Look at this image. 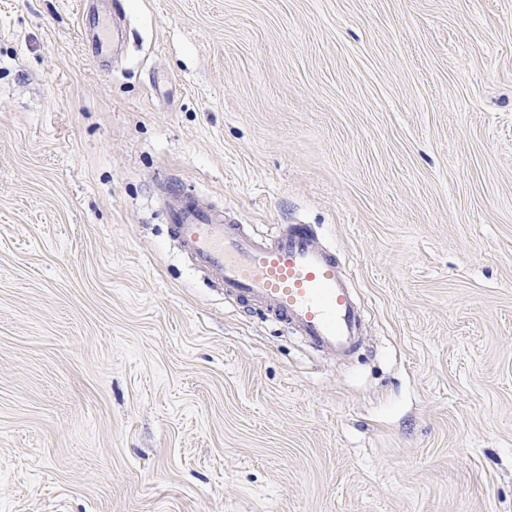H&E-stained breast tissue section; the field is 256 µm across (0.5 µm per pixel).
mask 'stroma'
<instances>
[{"instance_id": "stroma-1", "label": "stroma", "mask_w": 512, "mask_h": 512, "mask_svg": "<svg viewBox=\"0 0 512 512\" xmlns=\"http://www.w3.org/2000/svg\"><path fill=\"white\" fill-rule=\"evenodd\" d=\"M0 0V512H512V0ZM309 224L308 347L167 204ZM93 26L86 31L85 42L87 50L92 55L94 54H110L115 39V28L112 21V16L97 17ZM103 21H106V28L103 27Z\"/></svg>"}]
</instances>
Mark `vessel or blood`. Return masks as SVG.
I'll return each instance as SVG.
<instances>
[{"label":"vessel or blood","mask_w":512,"mask_h":512,"mask_svg":"<svg viewBox=\"0 0 512 512\" xmlns=\"http://www.w3.org/2000/svg\"><path fill=\"white\" fill-rule=\"evenodd\" d=\"M114 39V26L97 20L85 42L89 53L107 54ZM168 218L172 238L218 274L225 296L262 308L318 350L347 356L358 349L362 315L350 279L310 225L283 224L259 238L196 199L177 200Z\"/></svg>","instance_id":"1"}]
</instances>
